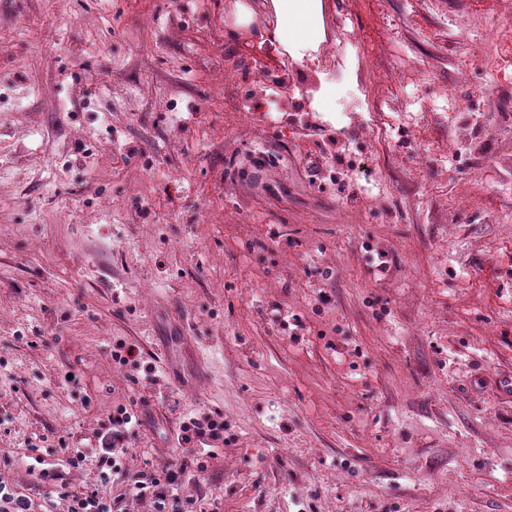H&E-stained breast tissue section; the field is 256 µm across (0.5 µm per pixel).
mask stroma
<instances>
[{
    "instance_id": "35a3bbf8",
    "label": "stroma",
    "mask_w": 512,
    "mask_h": 512,
    "mask_svg": "<svg viewBox=\"0 0 512 512\" xmlns=\"http://www.w3.org/2000/svg\"><path fill=\"white\" fill-rule=\"evenodd\" d=\"M234 3L0 0V483L151 512L94 466L32 470L123 406L125 472L186 467L198 512H512V0H328L300 63L227 39ZM451 92L486 124L448 157ZM340 143L380 188L330 180ZM198 412L224 417L201 470L171 438Z\"/></svg>"
}]
</instances>
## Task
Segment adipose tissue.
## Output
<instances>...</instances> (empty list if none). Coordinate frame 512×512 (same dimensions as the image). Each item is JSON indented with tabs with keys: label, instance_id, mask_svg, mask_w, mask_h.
<instances>
[{
	"label": "adipose tissue",
	"instance_id": "ef3b65f1",
	"mask_svg": "<svg viewBox=\"0 0 512 512\" xmlns=\"http://www.w3.org/2000/svg\"><path fill=\"white\" fill-rule=\"evenodd\" d=\"M326 0H238L228 34L252 32L292 60L313 59L326 38Z\"/></svg>",
	"mask_w": 512,
	"mask_h": 512
}]
</instances>
